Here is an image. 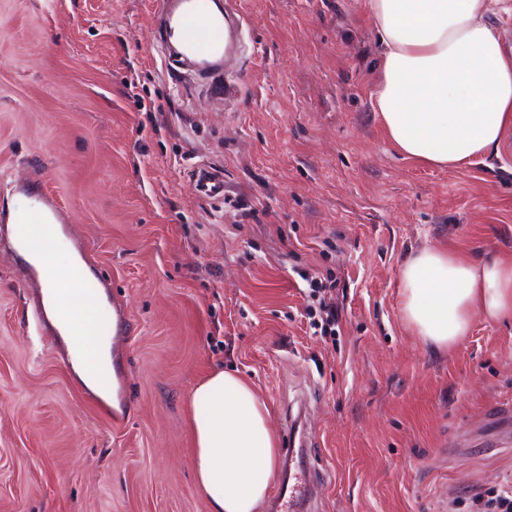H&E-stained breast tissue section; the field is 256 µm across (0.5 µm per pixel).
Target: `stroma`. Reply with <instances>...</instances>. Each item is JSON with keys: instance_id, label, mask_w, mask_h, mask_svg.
Returning <instances> with one entry per match:
<instances>
[{"instance_id": "35a3bbf8", "label": "stroma", "mask_w": 512, "mask_h": 512, "mask_svg": "<svg viewBox=\"0 0 512 512\" xmlns=\"http://www.w3.org/2000/svg\"><path fill=\"white\" fill-rule=\"evenodd\" d=\"M233 6L251 32L225 107L164 60L156 0H0V218L15 183L55 195L131 324L117 430L0 239V512H210L188 398L223 369L280 448L305 408L318 512H483L512 490V321L425 345L400 268L437 244L512 258V133L464 169L406 158L374 112L366 0ZM200 164L223 197L191 186ZM305 271L336 280L337 339L309 328Z\"/></svg>"}]
</instances>
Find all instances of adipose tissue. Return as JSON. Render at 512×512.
<instances>
[{
  "label": "adipose tissue",
  "instance_id": "ef3b65f1",
  "mask_svg": "<svg viewBox=\"0 0 512 512\" xmlns=\"http://www.w3.org/2000/svg\"><path fill=\"white\" fill-rule=\"evenodd\" d=\"M495 0H367L382 46L376 112L396 149L424 164L458 169L499 150L512 129V52L493 16ZM49 272L45 304L77 363L112 373L107 341L91 323L69 276L76 262L64 237L37 235L23 256ZM402 317L424 344L445 349L467 336L475 316L512 319V261L475 260L442 247L411 254L400 270ZM193 472L211 512H264L277 470L269 409L237 374L218 370L189 398Z\"/></svg>",
  "mask_w": 512,
  "mask_h": 512
}]
</instances>
